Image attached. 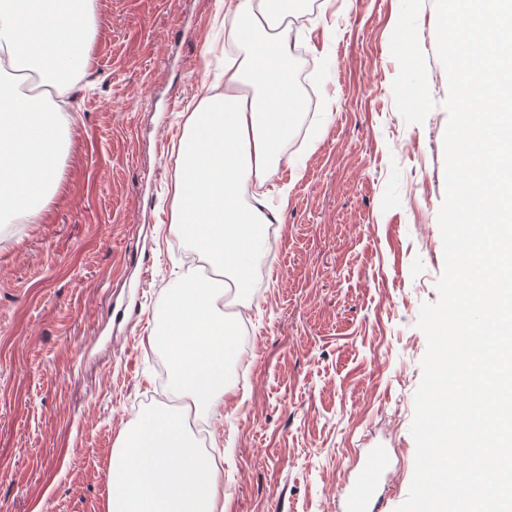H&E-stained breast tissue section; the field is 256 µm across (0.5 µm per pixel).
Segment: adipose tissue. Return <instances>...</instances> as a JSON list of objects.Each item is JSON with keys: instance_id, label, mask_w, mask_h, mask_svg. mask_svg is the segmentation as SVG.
Wrapping results in <instances>:
<instances>
[{"instance_id": "1", "label": "adipose tissue", "mask_w": 512, "mask_h": 512, "mask_svg": "<svg viewBox=\"0 0 512 512\" xmlns=\"http://www.w3.org/2000/svg\"><path fill=\"white\" fill-rule=\"evenodd\" d=\"M276 0H225L220 92L192 112L180 140L174 231L221 280L181 274L153 339L165 346L169 389L208 418L231 389L235 330L225 298L242 303L270 224L269 182L302 102L288 65L291 44ZM92 0H0V222L21 224L60 180L62 141L74 117L64 102L89 65ZM105 512H224L223 482L181 414L160 407L118 437L107 467Z\"/></svg>"}]
</instances>
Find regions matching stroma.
<instances>
[{
  "instance_id": "stroma-1",
  "label": "stroma",
  "mask_w": 512,
  "mask_h": 512,
  "mask_svg": "<svg viewBox=\"0 0 512 512\" xmlns=\"http://www.w3.org/2000/svg\"><path fill=\"white\" fill-rule=\"evenodd\" d=\"M93 7L60 184L32 223H0V512H103L121 431L171 403L148 337L194 256L171 243L178 137L224 69V0ZM435 24L433 0H320L292 24L318 105L273 179L287 194L253 269L233 389L197 438L221 462L224 512H336L370 448L391 457L379 512L408 496L417 321L444 267Z\"/></svg>"
}]
</instances>
